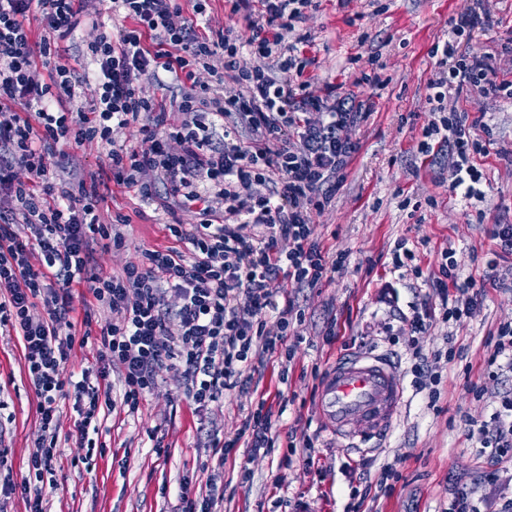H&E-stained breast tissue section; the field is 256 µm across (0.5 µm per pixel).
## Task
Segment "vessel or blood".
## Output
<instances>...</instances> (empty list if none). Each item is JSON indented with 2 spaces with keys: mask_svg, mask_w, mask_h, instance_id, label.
Instances as JSON below:
<instances>
[{
  "mask_svg": "<svg viewBox=\"0 0 512 512\" xmlns=\"http://www.w3.org/2000/svg\"><path fill=\"white\" fill-rule=\"evenodd\" d=\"M403 396L398 369L389 359L343 357L321 383L322 422L337 437L364 443L392 427Z\"/></svg>",
  "mask_w": 512,
  "mask_h": 512,
  "instance_id": "obj_1",
  "label": "vessel or blood"
}]
</instances>
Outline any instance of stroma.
Listing matches in <instances>:
<instances>
[{"instance_id":"stroma-1","label":"stroma","mask_w":512,"mask_h":512,"mask_svg":"<svg viewBox=\"0 0 512 512\" xmlns=\"http://www.w3.org/2000/svg\"><path fill=\"white\" fill-rule=\"evenodd\" d=\"M465 0H318L303 29L312 36L306 52L315 57L314 92L328 84L341 94L372 100L368 120L344 129L359 151L324 211L314 214L315 231L329 254L348 256L345 270L314 288L297 290L305 310L287 385H280L277 360L254 375L256 392L231 391L221 402L195 413L184 396L181 369L164 368L151 395L136 414L122 407L102 410L105 455L87 457L76 433L72 400L61 401L57 425L60 457L56 489L47 512H180L182 487L198 491L213 482L222 492V512H345L349 464L369 463L371 476L387 466L400 475L391 493L366 502L367 512H442L455 487L471 492L473 504L503 494L512 484L491 483L490 466L467 421H485L499 393L512 390V374L488 377L485 360L499 324L512 321V257L501 260L495 280L484 276L490 230L512 224V102L493 90L451 95L449 108L482 119L494 133L488 156L478 157L484 173L483 199L463 200L449 188L439 160L419 153L421 131L432 117L427 100L436 59L430 50L445 38L449 22ZM492 23L478 39L491 56L494 82L512 81V0H485ZM375 72L379 84L361 82ZM99 213L104 223L129 215L120 225L124 244L95 249V263L109 275L140 263L144 250L169 245L157 204L142 202L132 190L109 185ZM400 238L416 245L423 271L437 269L443 249L455 252L461 276L473 277L485 298L480 312L463 325L433 322L420 341L426 357L452 350L438 370L434 390L412 383V353L390 344L389 333L408 334L401 317L432 294L429 283L399 278L386 253ZM335 322L337 339L323 332ZM397 358L405 380L403 404L391 430L369 447H343L321 422L311 403L312 367L328 371L336 359L361 350ZM288 399L279 434L296 429L311 438L316 464L282 467L277 456L255 458L249 484L236 482L238 459L217 462L210 442L236 429L243 409L258 398ZM39 400L28 384L16 337L0 334V485L22 483L27 460L41 434Z\"/></svg>"}]
</instances>
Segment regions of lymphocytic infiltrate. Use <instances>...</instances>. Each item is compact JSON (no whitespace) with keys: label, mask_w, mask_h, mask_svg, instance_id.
<instances>
[{"label":"lymphocytic infiltrate","mask_w":512,"mask_h":512,"mask_svg":"<svg viewBox=\"0 0 512 512\" xmlns=\"http://www.w3.org/2000/svg\"><path fill=\"white\" fill-rule=\"evenodd\" d=\"M111 3L122 23L88 44L94 67L81 73L65 58L84 0H0V325L14 332L39 398L41 436L20 486L28 512H45L44 498L56 486L60 399L73 397L85 442L99 430L104 397L118 392L136 413L172 360L184 366V392L196 411L225 392L250 390L257 362L294 356L288 338L303 311L293 289L316 287L346 263L318 241L313 216L331 201L357 151L342 129L366 120L370 107L332 88L312 93L315 60L302 49L310 37L296 25L315 0H228L252 31L245 41L229 28L203 25L208 0H193L188 13L179 0ZM489 24L483 0H468L433 46V118L419 143L422 152L447 155L450 187L468 199L478 196L483 177L476 158L493 140L474 137L467 115L447 111L445 101L450 92L490 84L492 65L476 37ZM246 49L262 66L238 68ZM228 77L238 85L230 95ZM146 79L177 90L176 113L145 95ZM86 85L96 95L84 102ZM133 126L149 150L116 142L115 132ZM92 141L108 145L113 183L158 202L169 217L171 246L145 250L141 263L118 275L97 271L92 246L101 239L122 246L114 226L127 216L102 223L98 183L66 177L62 164ZM256 184L267 193H254ZM186 206L197 208L198 223L176 219ZM283 239L289 249L280 248ZM391 255L394 270L426 275L440 300L439 309L414 313L413 334L425 333L434 315L455 325L475 315L476 282L457 273L452 250L429 273L406 241ZM77 284L112 315L99 333L89 313L79 322L83 332L73 328ZM38 303L45 315L37 320L30 310ZM91 335L98 338L95 378L67 374L69 352ZM114 369L115 386L108 381ZM282 415L258 399L233 435L212 440L214 456L223 461L242 448L270 453ZM477 436L490 465L512 461L511 391Z\"/></svg>","instance_id":"1"}]
</instances>
